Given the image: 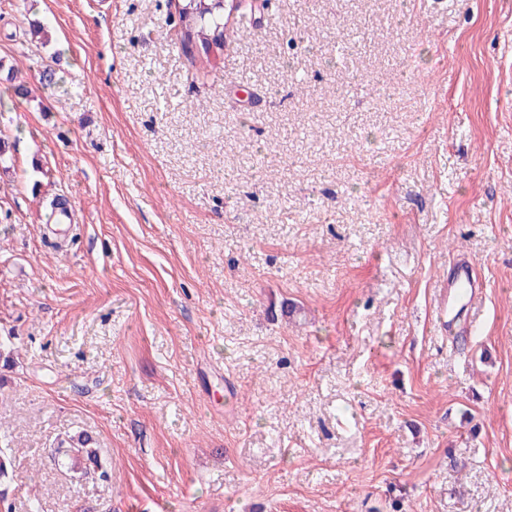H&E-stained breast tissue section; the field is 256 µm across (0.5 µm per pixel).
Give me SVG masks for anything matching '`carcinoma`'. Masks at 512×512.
<instances>
[{"label": "carcinoma", "mask_w": 512, "mask_h": 512, "mask_svg": "<svg viewBox=\"0 0 512 512\" xmlns=\"http://www.w3.org/2000/svg\"><path fill=\"white\" fill-rule=\"evenodd\" d=\"M182 22L181 41L183 48L189 50L201 46L205 56L224 47V0H183L179 7ZM74 458L97 460V449L92 439L79 435L72 446Z\"/></svg>", "instance_id": "1"}]
</instances>
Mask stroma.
<instances>
[{
	"instance_id": "obj_1",
	"label": "stroma",
	"mask_w": 512,
	"mask_h": 512,
	"mask_svg": "<svg viewBox=\"0 0 512 512\" xmlns=\"http://www.w3.org/2000/svg\"><path fill=\"white\" fill-rule=\"evenodd\" d=\"M226 28L209 62L178 0H0V512H512V0ZM452 270L448 285L438 290L433 318L442 336L471 335L477 327L470 318L471 310L482 299L485 285L470 260L456 259Z\"/></svg>"
}]
</instances>
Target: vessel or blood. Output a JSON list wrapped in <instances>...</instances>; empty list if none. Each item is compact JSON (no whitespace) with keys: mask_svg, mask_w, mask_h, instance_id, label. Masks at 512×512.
<instances>
[{"mask_svg":"<svg viewBox=\"0 0 512 512\" xmlns=\"http://www.w3.org/2000/svg\"><path fill=\"white\" fill-rule=\"evenodd\" d=\"M485 285L473 262L456 260L453 277L439 288L433 307V318L441 335L467 336L476 328L470 317L474 304L482 299Z\"/></svg>","mask_w":512,"mask_h":512,"instance_id":"vessel-or-blood-1","label":"vessel or blood"}]
</instances>
